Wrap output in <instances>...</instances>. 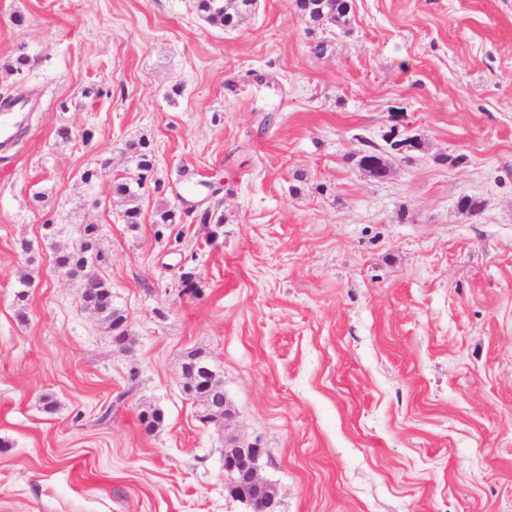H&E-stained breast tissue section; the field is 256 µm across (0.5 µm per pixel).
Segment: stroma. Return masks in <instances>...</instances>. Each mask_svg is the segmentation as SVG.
<instances>
[{
	"label": "stroma",
	"mask_w": 512,
	"mask_h": 512,
	"mask_svg": "<svg viewBox=\"0 0 512 512\" xmlns=\"http://www.w3.org/2000/svg\"><path fill=\"white\" fill-rule=\"evenodd\" d=\"M325 37L294 0L231 29L194 0H0V98L37 103L0 154V512H250L228 433L279 512H512V0H353ZM139 138L161 186L131 226ZM87 224L125 351L55 268ZM197 348L227 425L182 392ZM123 151L136 162L139 175H149L153 171V155L149 143L142 139L128 140L124 143ZM264 453L258 442L228 438L224 448L226 488L233 499L247 503L252 512H279L275 485L259 477V460Z\"/></svg>",
	"instance_id": "1"
}]
</instances>
